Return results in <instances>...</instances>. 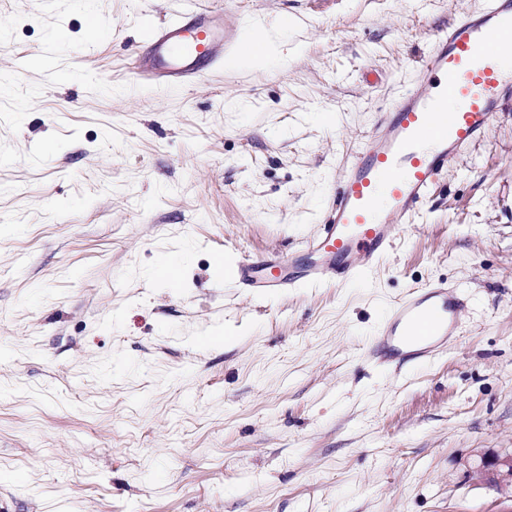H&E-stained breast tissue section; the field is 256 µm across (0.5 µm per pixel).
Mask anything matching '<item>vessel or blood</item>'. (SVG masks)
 Returning a JSON list of instances; mask_svg holds the SVG:
<instances>
[{"label":"vessel or blood","instance_id":"1","mask_svg":"<svg viewBox=\"0 0 512 512\" xmlns=\"http://www.w3.org/2000/svg\"><path fill=\"white\" fill-rule=\"evenodd\" d=\"M150 53L135 78L185 82L204 77L230 50L219 19L199 11L194 21L149 29ZM512 0H488L458 16L430 42L422 75L388 108L342 168L328 220L300 260L264 255L241 260L235 276L266 292L360 280L394 242L393 227L411 223L448 162L481 141L498 112L512 103ZM463 300L442 282L410 290L392 304L371 338L368 359L403 367L426 361L456 335Z\"/></svg>","mask_w":512,"mask_h":512}]
</instances>
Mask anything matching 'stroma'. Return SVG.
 Wrapping results in <instances>:
<instances>
[{
	"mask_svg": "<svg viewBox=\"0 0 512 512\" xmlns=\"http://www.w3.org/2000/svg\"><path fill=\"white\" fill-rule=\"evenodd\" d=\"M483 4L0 0V512H512L476 472L512 451V109L369 278L231 279L319 232L378 108ZM202 8L268 58L133 85L144 19ZM432 281L468 299L453 341L365 362Z\"/></svg>",
	"mask_w": 512,
	"mask_h": 512,
	"instance_id": "stroma-1",
	"label": "stroma"
}]
</instances>
